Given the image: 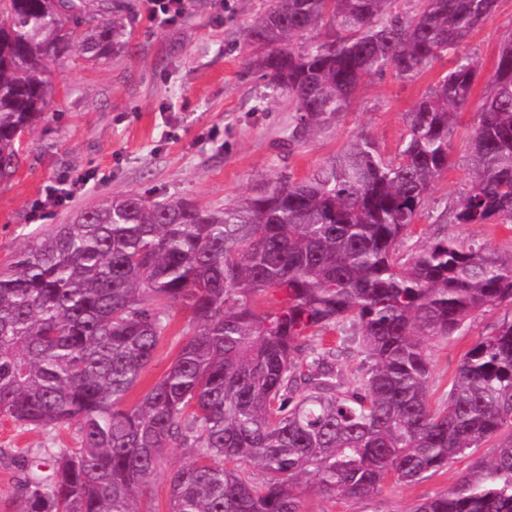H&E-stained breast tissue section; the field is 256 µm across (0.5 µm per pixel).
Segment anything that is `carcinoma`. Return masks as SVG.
<instances>
[{
	"label": "carcinoma",
	"instance_id": "obj_1",
	"mask_svg": "<svg viewBox=\"0 0 512 512\" xmlns=\"http://www.w3.org/2000/svg\"><path fill=\"white\" fill-rule=\"evenodd\" d=\"M499 3L419 0L409 14L400 0H269L246 62L293 105L295 140L334 123L365 78L411 80L455 56L404 113L396 157L361 135L306 178L222 209L115 198L0 268V418L73 426L78 440L22 473L13 512H142L138 496L179 448L192 460L168 476L167 512H304V488L364 497L416 482L504 429L493 458L411 512H512V320L464 354L439 407L423 348L512 307V254L443 236L400 257L468 108L472 176L451 223L512 222V27L477 99L480 66L459 52ZM131 14L128 0H0L1 180L48 109L49 64L76 47L108 58ZM265 293L279 306L260 310ZM176 306L191 320L175 358L123 407ZM346 325L370 360L349 385L344 340L325 339Z\"/></svg>",
	"mask_w": 512,
	"mask_h": 512
}]
</instances>
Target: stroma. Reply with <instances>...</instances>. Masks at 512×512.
Listing matches in <instances>:
<instances>
[{
    "label": "stroma",
    "instance_id": "1",
    "mask_svg": "<svg viewBox=\"0 0 512 512\" xmlns=\"http://www.w3.org/2000/svg\"><path fill=\"white\" fill-rule=\"evenodd\" d=\"M128 42L110 59L96 63L82 52L52 66V101L44 119L28 133L15 175L0 182V266L37 232L63 222L78 209L128 194L164 200L185 198L220 209L262 183L300 179L368 134L390 157L398 153L403 115L451 66L444 56L411 80L386 72L366 78L351 106L328 129L290 140L295 114L274 96L242 54L251 20L267 0H190L172 21L150 17L144 0H134ZM512 0H500L496 16L468 39L483 77H490ZM471 112L454 126L451 167L432 183L429 204L419 216L408 248L419 249L437 236L475 238L500 254L512 253V228L505 224H439L444 207L454 206L470 181ZM67 199L56 202L57 194ZM172 325L156 349L141 382L124 399L134 405L158 380L179 348L189 316L170 311ZM512 319V308L478 313L448 336L425 340L432 404L442 403L466 351ZM73 429L41 430L0 419V512H12L18 463L41 448L74 447ZM495 441L471 457L457 458L416 483L388 481L361 498L306 493L305 512H410L421 499L451 489L472 459H491ZM191 459L182 449L165 458L138 505L142 512H166L168 471Z\"/></svg>",
    "mask_w": 512,
    "mask_h": 512
}]
</instances>
